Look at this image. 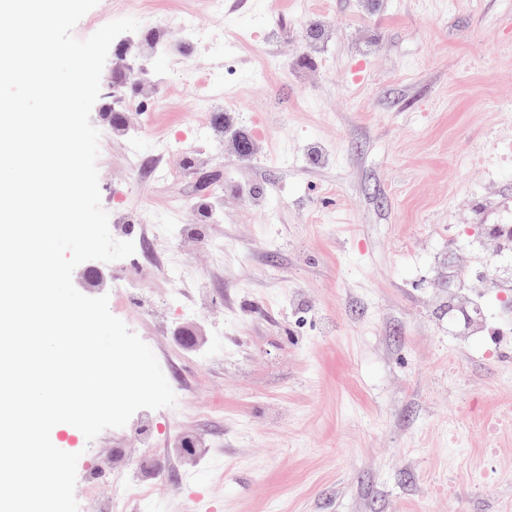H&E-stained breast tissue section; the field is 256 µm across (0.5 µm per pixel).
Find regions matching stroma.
Masks as SVG:
<instances>
[{
  "instance_id": "stroma-1",
  "label": "stroma",
  "mask_w": 512,
  "mask_h": 512,
  "mask_svg": "<svg viewBox=\"0 0 512 512\" xmlns=\"http://www.w3.org/2000/svg\"><path fill=\"white\" fill-rule=\"evenodd\" d=\"M198 8L195 66L263 131L255 161L231 150L168 155L184 179L136 182L100 109L101 204L122 203L132 256L107 263L138 288L111 313L151 347L181 411L142 409L79 454V512H108L111 476L149 489L158 512H512V335L500 315L471 337L448 323L449 265L470 261L448 230L512 217V0H230ZM331 25L328 61L296 18ZM281 26L285 62L256 80L254 28ZM126 115L145 138L189 137L205 113L174 76L173 40ZM329 163H321V156ZM224 174L221 218L198 188ZM176 227L140 223L169 200ZM193 267L184 315L149 270ZM193 328L197 346L181 345ZM186 437L195 455L177 454Z\"/></svg>"
}]
</instances>
